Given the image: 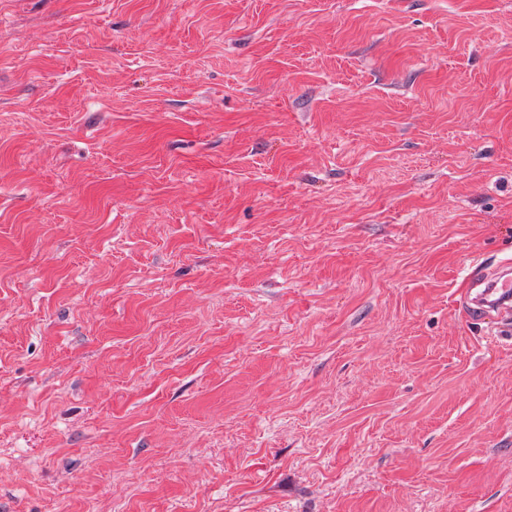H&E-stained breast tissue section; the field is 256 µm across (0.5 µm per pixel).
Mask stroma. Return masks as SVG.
Instances as JSON below:
<instances>
[{"instance_id":"35a3bbf8","label":"stroma","mask_w":512,"mask_h":512,"mask_svg":"<svg viewBox=\"0 0 512 512\" xmlns=\"http://www.w3.org/2000/svg\"><path fill=\"white\" fill-rule=\"evenodd\" d=\"M512 0H0V512H512ZM500 267L491 272L482 271L481 277L465 279L461 290L460 302L467 317L477 321L508 322L512 314V304L507 305L512 294L511 259L499 264ZM507 266V271L502 268ZM490 279L483 297L479 301L480 286Z\"/></svg>"}]
</instances>
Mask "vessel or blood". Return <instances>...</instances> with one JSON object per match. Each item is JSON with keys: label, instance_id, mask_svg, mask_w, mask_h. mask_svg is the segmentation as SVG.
<instances>
[{"label": "vessel or blood", "instance_id": "b4317fda", "mask_svg": "<svg viewBox=\"0 0 512 512\" xmlns=\"http://www.w3.org/2000/svg\"><path fill=\"white\" fill-rule=\"evenodd\" d=\"M460 302L469 318L500 323L512 320V273L496 269L465 279Z\"/></svg>", "mask_w": 512, "mask_h": 512}]
</instances>
